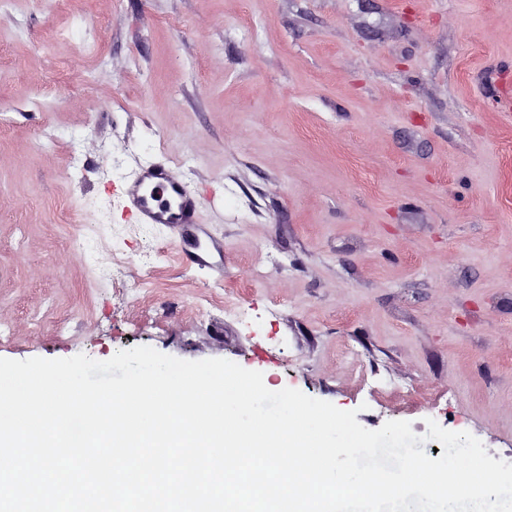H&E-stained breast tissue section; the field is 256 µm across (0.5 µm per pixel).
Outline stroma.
Segmentation results:
<instances>
[{"instance_id":"obj_1","label":"stroma","mask_w":512,"mask_h":512,"mask_svg":"<svg viewBox=\"0 0 512 512\" xmlns=\"http://www.w3.org/2000/svg\"><path fill=\"white\" fill-rule=\"evenodd\" d=\"M152 164L200 263L129 210ZM137 346L512 463V0L0 8V358ZM148 187L160 190L163 200L151 199L146 195ZM129 202L138 212L144 224H193L198 199L187 186L177 179L170 169L153 167L141 170L128 190ZM175 199L178 213L166 210L164 202Z\"/></svg>"}]
</instances>
